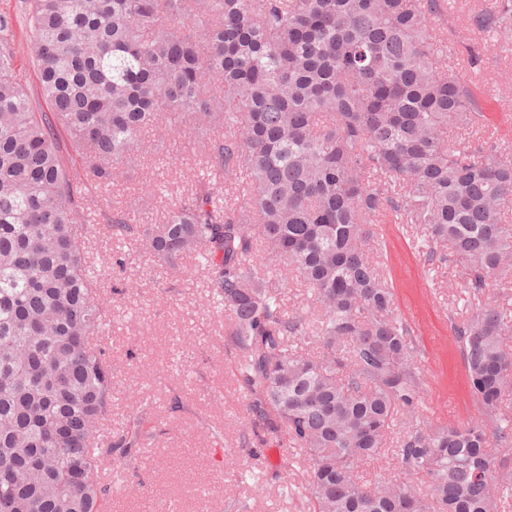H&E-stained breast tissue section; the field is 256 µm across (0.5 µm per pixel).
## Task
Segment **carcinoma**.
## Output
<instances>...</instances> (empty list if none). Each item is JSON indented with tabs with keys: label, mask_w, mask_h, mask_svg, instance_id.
Returning <instances> with one entry per match:
<instances>
[{
	"label": "carcinoma",
	"mask_w": 512,
	"mask_h": 512,
	"mask_svg": "<svg viewBox=\"0 0 512 512\" xmlns=\"http://www.w3.org/2000/svg\"><path fill=\"white\" fill-rule=\"evenodd\" d=\"M49 111L15 77L0 15V512H101L96 439L112 368L79 228L162 126L203 164L161 224L103 215L170 263L192 257L224 309L246 398L242 437L303 455L283 485L307 512H505L512 467V146L461 78L512 49V0L462 28L440 0H25ZM223 129L224 134L212 131ZM416 229L425 262L451 250L478 303L448 316L478 416L432 426L409 323L375 258L372 225ZM272 256L280 267L266 261ZM308 289L306 310L283 294ZM141 418L111 444L129 458ZM392 448L397 481L371 485Z\"/></svg>",
	"instance_id": "carcinoma-1"
}]
</instances>
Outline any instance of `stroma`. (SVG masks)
I'll return each instance as SVG.
<instances>
[{"label": "stroma", "mask_w": 512, "mask_h": 512, "mask_svg": "<svg viewBox=\"0 0 512 512\" xmlns=\"http://www.w3.org/2000/svg\"><path fill=\"white\" fill-rule=\"evenodd\" d=\"M22 0H0V14L14 16L15 75L30 92L39 89L37 68L24 34ZM199 158L189 138L177 130L146 135L127 175L107 190H93L97 217L84 235L91 258L106 262L125 252L123 272L104 270L101 296L110 327L102 338L112 363L113 434L138 415L152 439L112 474L104 512H302L298 501L281 495L283 481H301L284 463L280 448L243 446L240 421L245 396L232 355L224 344L228 320L215 308L205 270L185 261L170 266L142 245L118 238L102 214L138 199L145 182L190 187ZM384 270L394 288L395 309L413 330V345L426 385L421 408L435 423L475 416L459 351L448 331V313L467 310L471 300L455 262L443 264L434 283L406 226L380 224ZM258 465L259 479L241 482L228 459Z\"/></svg>", "instance_id": "obj_1"}]
</instances>
